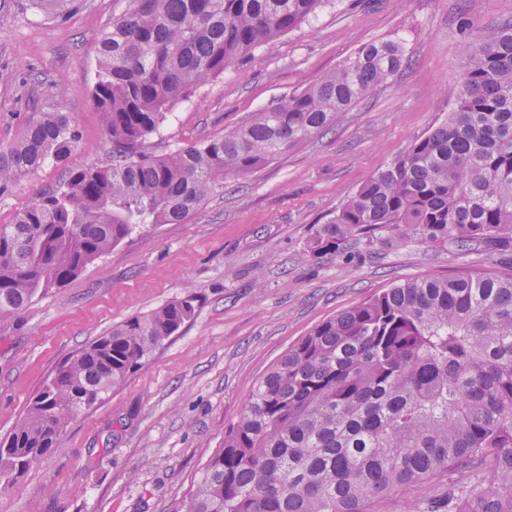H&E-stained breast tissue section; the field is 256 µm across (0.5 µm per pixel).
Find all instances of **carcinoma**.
Segmentation results:
<instances>
[{
    "instance_id": "carcinoma-1",
    "label": "carcinoma",
    "mask_w": 512,
    "mask_h": 512,
    "mask_svg": "<svg viewBox=\"0 0 512 512\" xmlns=\"http://www.w3.org/2000/svg\"><path fill=\"white\" fill-rule=\"evenodd\" d=\"M70 0H26L63 19ZM99 38L91 99L110 162L67 166L79 131L35 112L0 146V192L48 164L62 182L0 224V320L78 276L145 224H181L245 177L336 124L407 64L362 45L336 72L242 126L164 155L147 142L172 108L236 59L307 21L323 0H125ZM352 239L470 252L512 246V21L464 52L456 109L321 225L307 255ZM187 295L134 315L65 360L0 439V477L56 452L70 421L196 315ZM442 512H512V275L393 285L317 325L258 382L181 512H379L390 494L456 468Z\"/></svg>"
}]
</instances>
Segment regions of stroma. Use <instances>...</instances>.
<instances>
[{"label": "stroma", "mask_w": 512, "mask_h": 512, "mask_svg": "<svg viewBox=\"0 0 512 512\" xmlns=\"http://www.w3.org/2000/svg\"><path fill=\"white\" fill-rule=\"evenodd\" d=\"M125 7L82 0L63 23L20 9L0 21V144L20 135L34 109L59 108L80 132L70 165L105 159L90 89L97 40ZM510 19L512 0H326L177 104L149 142L155 154L224 135L335 72L367 42H401L409 58L330 130L227 179L187 222L134 232L0 322L3 438L67 358L128 317L191 293L199 299L193 321L70 421L60 451L0 483V512H180L254 386L318 324L406 279L511 273V251L462 254L410 239L306 254L312 234L366 178L453 110L464 45ZM62 174L46 166L0 195V224Z\"/></svg>", "instance_id": "stroma-1"}]
</instances>
